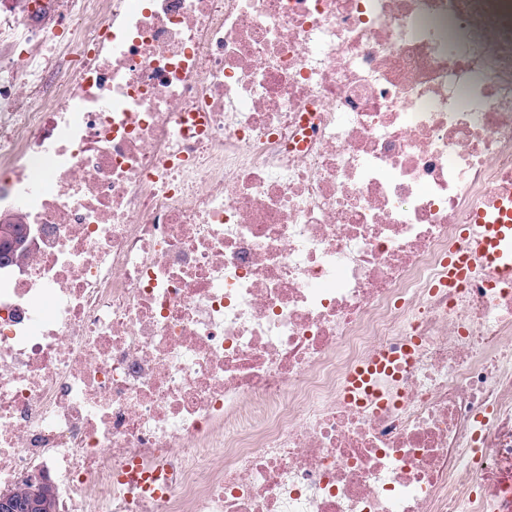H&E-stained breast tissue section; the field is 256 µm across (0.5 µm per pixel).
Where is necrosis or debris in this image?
Here are the masks:
<instances>
[{"label":"necrosis or debris","instance_id":"necrosis-or-debris-1","mask_svg":"<svg viewBox=\"0 0 512 512\" xmlns=\"http://www.w3.org/2000/svg\"><path fill=\"white\" fill-rule=\"evenodd\" d=\"M511 183L512 0H14L0 490L512 512V284L440 285ZM408 342L393 402L345 400ZM412 352V344L406 343L401 352L397 355H391L385 352H378L366 366H359L349 375L344 392L347 400L356 402L359 405L366 403L362 397L366 395L371 402H376L379 406H386L392 401L389 392L384 391L376 384H370L372 375L385 373L386 376L393 375V368L387 363H393L402 357L406 360Z\"/></svg>","mask_w":512,"mask_h":512}]
</instances>
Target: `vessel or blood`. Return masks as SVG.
I'll return each instance as SVG.
<instances>
[{"label":"vessel or blood","instance_id":"b4317fda","mask_svg":"<svg viewBox=\"0 0 512 512\" xmlns=\"http://www.w3.org/2000/svg\"><path fill=\"white\" fill-rule=\"evenodd\" d=\"M468 248L454 252L448 258V284L465 282L473 271H481L500 279L512 280V186L497 194L490 205L475 209L464 227ZM411 346H404L399 355L379 352L364 366L349 375L344 392L347 400H370L388 405L392 396L373 384L374 374L392 375L396 357H409Z\"/></svg>","mask_w":512,"mask_h":512}]
</instances>
